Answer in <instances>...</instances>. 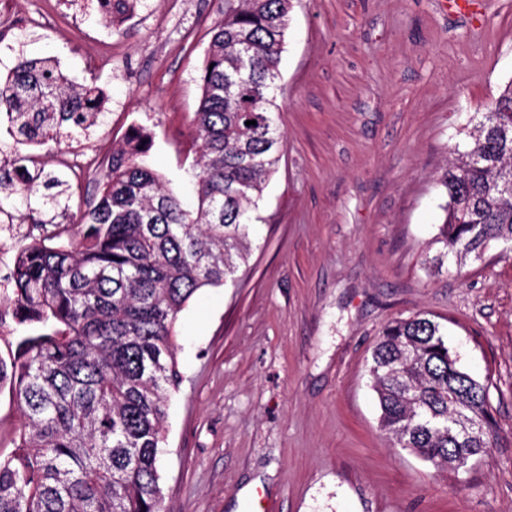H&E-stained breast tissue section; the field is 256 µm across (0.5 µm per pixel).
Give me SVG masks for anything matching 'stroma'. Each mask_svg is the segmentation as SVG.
Instances as JSON below:
<instances>
[{
    "label": "stroma",
    "instance_id": "obj_1",
    "mask_svg": "<svg viewBox=\"0 0 512 512\" xmlns=\"http://www.w3.org/2000/svg\"><path fill=\"white\" fill-rule=\"evenodd\" d=\"M224 0H138L120 25L97 0H0V79L51 58L103 96L96 126L36 153L66 164L111 150L131 126L146 164L186 193L190 120ZM512 79V0H294L280 65L277 172L236 285L201 289L176 323L181 383L167 409L166 512H512V251L433 267L438 177ZM428 312L458 364L489 385L491 446L470 471L393 447L368 361L390 321Z\"/></svg>",
    "mask_w": 512,
    "mask_h": 512
}]
</instances>
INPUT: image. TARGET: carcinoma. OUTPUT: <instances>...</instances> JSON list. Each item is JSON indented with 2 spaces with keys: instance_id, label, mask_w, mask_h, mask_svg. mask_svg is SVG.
I'll return each instance as SVG.
<instances>
[{
  "instance_id": "1",
  "label": "carcinoma",
  "mask_w": 512,
  "mask_h": 512,
  "mask_svg": "<svg viewBox=\"0 0 512 512\" xmlns=\"http://www.w3.org/2000/svg\"><path fill=\"white\" fill-rule=\"evenodd\" d=\"M137 0H98L103 22ZM292 0H226L200 75L191 120L195 203L187 206L143 157L150 129L131 127L100 166L97 195L77 224H56L22 248L8 280L12 318L40 332L18 337L0 381L22 420L0 453V512H162L164 422L181 383L175 323L202 288L233 284L252 254L253 212L281 160L274 90ZM100 93L76 86L51 58L21 62L0 80V118L25 143L96 124ZM256 124H250V121ZM454 148L433 265L512 244V80ZM62 182L33 165L23 190L0 176V207L22 193L23 220L69 211ZM369 376L380 426L438 469L466 471L490 447L487 386L462 371L425 313L389 323Z\"/></svg>"
}]
</instances>
